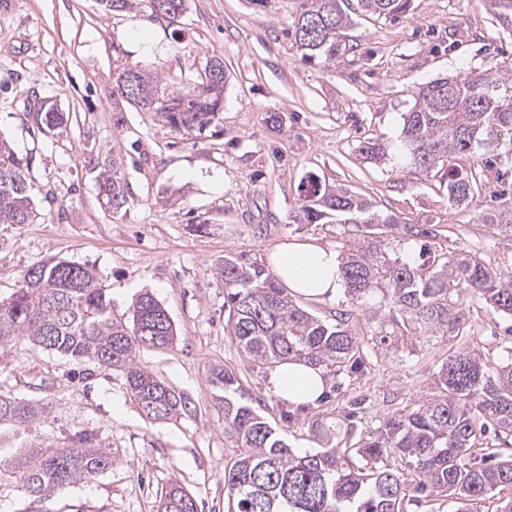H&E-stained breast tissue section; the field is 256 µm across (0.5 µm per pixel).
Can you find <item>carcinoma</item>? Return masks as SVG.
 Listing matches in <instances>:
<instances>
[{"label":"carcinoma","mask_w":512,"mask_h":512,"mask_svg":"<svg viewBox=\"0 0 512 512\" xmlns=\"http://www.w3.org/2000/svg\"><path fill=\"white\" fill-rule=\"evenodd\" d=\"M495 20L512 31V0H486ZM187 0H149L151 15L174 21ZM412 0H296L288 28L298 47L313 53L328 50L352 23V15L398 20ZM224 63L213 60L201 81L186 90L167 92L160 81L133 69L115 73L112 96L154 112L175 133L202 135L222 109ZM43 130L64 123L55 105L40 100L29 107ZM512 147V60L494 73L440 78L419 90L404 116L393 155L406 169L427 172L477 147ZM29 160L0 137V225L30 224L36 208L28 182ZM99 195L119 210L126 203L120 163L102 164ZM480 172L448 170V201L470 206L482 196ZM300 224L354 216L355 234L346 243L342 264L345 293L356 301L389 294L401 318L391 335L410 326L445 331L464 338L465 347L438 372V394L416 403L364 434L354 445L296 453L288 440L246 400L234 373L211 369L224 412V431L239 454L224 469L227 512H406L411 502L435 506L447 499L456 512L494 500V512H512V361L495 363L480 350L475 326H465L463 302L476 300L512 318V284L464 251L453 257L420 245L418 260L392 258L383 249L393 234L429 238L432 230L399 224L343 188L329 189L313 174L300 187ZM484 224L512 225V184L501 187L485 205ZM224 284L225 328L243 355L258 364L299 360L335 376L362 365L372 339L340 319L322 320L296 304L272 273L231 258L215 267ZM124 321L112 316L107 289L86 265L50 260L28 270L22 285L0 300V346L17 336L53 352L120 371L129 393L147 417L166 421L186 409L184 397L139 363L140 350L172 344L175 329L165 308L150 293L140 294ZM43 417L35 406L0 396V421L32 424ZM490 461L476 466L478 457ZM398 458L403 468L380 465ZM104 448H41L20 466L21 489L43 497L105 470ZM160 512H198L195 499L173 484L161 497Z\"/></svg>","instance_id":"obj_1"}]
</instances>
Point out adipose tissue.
I'll return each instance as SVG.
<instances>
[{
    "label": "adipose tissue",
    "instance_id": "1",
    "mask_svg": "<svg viewBox=\"0 0 512 512\" xmlns=\"http://www.w3.org/2000/svg\"><path fill=\"white\" fill-rule=\"evenodd\" d=\"M270 271L288 292L307 300H331L343 288L338 252L310 239L278 246L270 255ZM267 384L291 404L312 405L323 396L327 378L319 367L288 361L275 364Z\"/></svg>",
    "mask_w": 512,
    "mask_h": 512
}]
</instances>
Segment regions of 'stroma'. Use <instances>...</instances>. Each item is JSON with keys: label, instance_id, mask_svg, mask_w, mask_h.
<instances>
[{"label": "stroma", "instance_id": "1", "mask_svg": "<svg viewBox=\"0 0 512 512\" xmlns=\"http://www.w3.org/2000/svg\"><path fill=\"white\" fill-rule=\"evenodd\" d=\"M295 9V0H188L170 24L143 5L114 13L96 0H0V136L30 158L37 210L33 223L0 226V296L49 259L92 268L118 318L128 317L135 296L151 293L176 337L141 350L139 360L188 402L172 420L154 422L118 371L23 337L1 346L0 394L46 413L31 426L0 422V512H158L173 483L194 497L198 512H224V468L238 449L216 405L215 365L235 374L299 453L343 446L352 401L362 403L356 429L365 432L434 395L460 338L417 329L377 345L375 366L344 377L341 393L295 407L268 390L269 366L249 363L227 336L224 287L214 275L224 257L264 267L277 246L308 238L344 251L347 225L295 221L308 174L399 223L428 225L436 249L478 251L512 279V230L451 205L447 168L422 173L360 152L366 139L396 140L420 86L495 71L502 52L512 53V32L485 0H414L400 20L355 16L335 52L307 59L287 35ZM213 59L223 61L227 81L223 110L204 135L172 133L155 113L112 97L115 69L156 75L180 91ZM36 98L64 113L65 131L38 128L29 112ZM97 155L123 161L120 213L99 194L88 163ZM301 306L365 335L395 314L389 302L359 305L343 293ZM464 315L487 357L512 358L502 345L511 321L477 304ZM81 437L111 450L108 469L37 499L19 490V457Z\"/></svg>", "mask_w": 512, "mask_h": 512}]
</instances>
